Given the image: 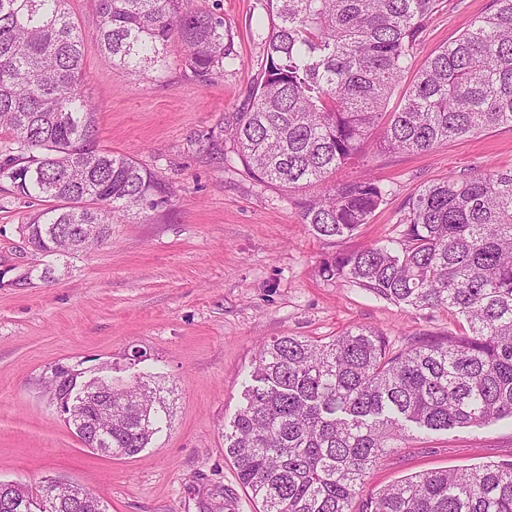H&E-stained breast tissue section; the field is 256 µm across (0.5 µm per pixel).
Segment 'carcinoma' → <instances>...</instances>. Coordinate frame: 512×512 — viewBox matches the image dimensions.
<instances>
[{"mask_svg":"<svg viewBox=\"0 0 512 512\" xmlns=\"http://www.w3.org/2000/svg\"><path fill=\"white\" fill-rule=\"evenodd\" d=\"M67 0H0V127L17 155L0 164L15 192L43 200L24 226L35 250L63 256L109 236L131 208L154 211L170 188L132 157L95 145L97 109L82 62L86 32ZM95 37L118 72L166 67L169 48L207 83L236 65L224 18L191 0H96ZM265 64L250 105L225 135L247 173L288 191L325 240L352 236L386 202L366 172L332 182L374 133L381 152L512 127V0H493L417 70L386 111L439 0H264ZM400 237L338 252L319 273L414 310H441L460 332L390 348L357 325L328 342L283 336L258 348L224 452L259 512H512V462L415 474L363 495L365 478L406 437L512 418V169L453 174L408 201ZM169 414L160 386L112 387V411L70 424L86 441L133 457Z\"/></svg>","mask_w":512,"mask_h":512,"instance_id":"cac0c4a2","label":"carcinoma"}]
</instances>
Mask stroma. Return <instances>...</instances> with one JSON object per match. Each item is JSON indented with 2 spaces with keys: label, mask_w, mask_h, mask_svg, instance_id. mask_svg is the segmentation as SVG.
Returning a JSON list of instances; mask_svg holds the SVG:
<instances>
[{
  "label": "stroma",
  "mask_w": 512,
  "mask_h": 512,
  "mask_svg": "<svg viewBox=\"0 0 512 512\" xmlns=\"http://www.w3.org/2000/svg\"><path fill=\"white\" fill-rule=\"evenodd\" d=\"M223 16L241 60L202 84L171 52L162 77L118 74L93 33V0H68L85 30L88 92L98 107L99 148L130 155L170 184L169 205L132 210L90 250L46 258L20 228L42 209L0 180V480L35 488L47 479L89 490L108 512H255L232 462L224 431L244 402L261 344L281 336L329 341L365 325L394 347L419 334L455 333L456 318L413 311L318 273L336 249L358 250L395 237L407 202L424 186L488 165L512 167V128L486 131L432 151L385 153L369 147L337 170L363 169L390 195L369 224L334 244L310 234L290 195L246 174L223 129L247 108L264 45L256 22L263 0H192ZM492 0H442L414 60L423 63L454 40ZM220 138L217 149L207 137ZM48 278H41L44 266ZM113 382L152 374L170 404L168 425L140 454L109 457L89 448L65 420L50 390L56 368ZM512 461V418L397 441L366 479L375 491L434 469Z\"/></svg>",
  "instance_id": "35a3bbf8"
}]
</instances>
